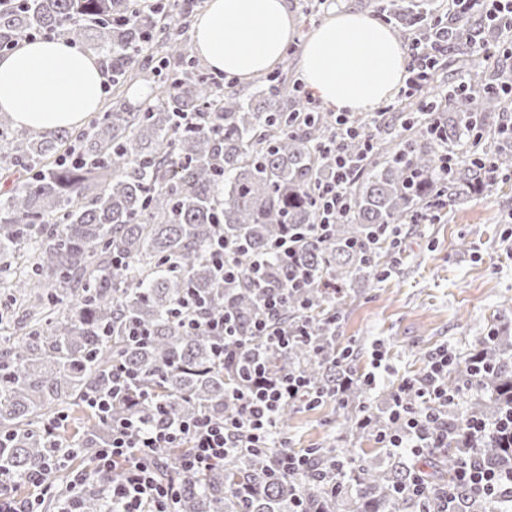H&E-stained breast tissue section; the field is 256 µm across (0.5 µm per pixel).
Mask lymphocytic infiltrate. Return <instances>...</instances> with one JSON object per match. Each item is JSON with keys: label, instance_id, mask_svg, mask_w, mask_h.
Instances as JSON below:
<instances>
[{"label": "lymphocytic infiltrate", "instance_id": "f902f5d3", "mask_svg": "<svg viewBox=\"0 0 512 512\" xmlns=\"http://www.w3.org/2000/svg\"><path fill=\"white\" fill-rule=\"evenodd\" d=\"M443 53L439 41L430 36L415 39L406 65L408 89L422 86L429 69ZM336 123L337 134L324 147L334 161L335 175L332 181L315 187L323 214L319 228L323 231L336 217L350 212L349 185L357 172L355 162L342 145L346 139L356 136L359 129L346 112L338 113ZM456 362L447 349L437 350L428 355L418 375L403 380L390 407L399 429L379 433L378 440L383 447L407 446L417 457L442 447L452 427L447 419L439 416L438 410L454 399L443 378ZM133 385L125 367L117 365L112 369L111 389L90 396L89 406L110 428L107 442L95 450L91 469L73 466V450L50 446L42 466L25 475L27 493L20 497L15 493L13 475L0 464V512H45L49 502L54 503L55 512H82V496L93 488L118 502L120 512H175L180 485L156 478L151 463L153 455L166 448L182 449L178 468L182 473L193 474L209 471L223 462L225 456L240 449L264 447L267 438L278 431V410L301 398L306 387L301 376H270L257 368L246 385L231 393L238 415L220 421L206 414L171 421L164 403L154 399L143 416H113V399L130 400ZM460 420L464 449L453 482L435 491L415 480L405 487L404 493L414 498L436 497L440 512H458L460 504L471 496L482 497L492 512H500L505 504L512 503V474L486 464L477 449L487 434L511 437L512 417L491 422L464 414ZM63 467L68 468L70 479L66 491L62 492L50 482L48 473Z\"/></svg>", "mask_w": 512, "mask_h": 512}]
</instances>
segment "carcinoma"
I'll list each match as a JSON object with an SVG mask.
<instances>
[{
    "instance_id": "cac0c4a2",
    "label": "carcinoma",
    "mask_w": 512,
    "mask_h": 512,
    "mask_svg": "<svg viewBox=\"0 0 512 512\" xmlns=\"http://www.w3.org/2000/svg\"><path fill=\"white\" fill-rule=\"evenodd\" d=\"M164 3L138 0H0V48L32 35L69 37L103 57L112 86L121 87L132 69L149 59L133 56L167 32L161 45L183 64L170 88L133 112L119 100L112 110L83 129L31 135L0 113V170L18 173L0 197V271L26 257L7 288L13 301L45 300L54 288L73 298L67 307H43L10 332L0 317V434L6 464L18 476L43 463V425L62 411L86 410L87 397L106 388L112 367L123 364L137 385L167 402L168 416L187 420L202 413L238 414L226 394L241 378L213 361L216 338L203 326L188 329L173 309L191 290L205 300L206 314L231 318L225 349L241 359L243 372L259 361L266 372L302 374L313 402L342 397L343 420L356 438L389 430L385 414L370 411L350 363L351 347L339 348L342 290L378 274L379 257L389 250L385 237L368 242L380 224H411L428 203L448 208L496 185L512 174V140L491 123L512 102L507 73L492 71L469 108L456 102L461 87L432 93L430 128L387 141L367 132L344 145L362 159L349 186L353 209L336 218L319 238L312 227L322 219L315 186L334 167L321 152L331 137V117L314 112L301 120L285 100V83L262 85L247 97L214 93L208 78L185 63L186 39L167 31ZM389 18L430 33L448 29L446 50L468 55L478 65L496 42L501 24L475 8L462 17L448 10L434 22L427 0H391ZM473 148L476 158L443 168L445 149ZM234 250L238 272L228 279L207 257L217 235ZM295 235L294 259L307 271V285L291 288L288 266L274 249ZM287 295L276 322L296 333L288 346L265 342L243 347L264 294ZM146 329L129 340L127 327ZM478 357L486 364L481 394L469 405L476 416L501 419L512 410V356L508 340L497 336ZM105 428L94 422L74 435L78 453L89 458ZM171 448L157 462L159 475L175 474ZM275 448H250L224 458L212 470L183 477L177 512H405L410 505L399 487L417 471L432 486L448 482L457 444L419 460L415 469L368 461L354 469L344 489L332 481H300L275 469ZM315 467L329 469L340 454L309 448ZM482 458L512 470V447L487 440Z\"/></svg>"
}]
</instances>
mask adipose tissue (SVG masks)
I'll return each mask as SVG.
<instances>
[{
	"mask_svg": "<svg viewBox=\"0 0 512 512\" xmlns=\"http://www.w3.org/2000/svg\"><path fill=\"white\" fill-rule=\"evenodd\" d=\"M296 31L286 0H209L196 18L195 49L213 71L246 83L274 70ZM404 53L390 29L357 12L330 17L305 42L309 90L337 111L368 112L403 80ZM101 59L61 38L29 40L0 58V111L45 132L82 124L103 98Z\"/></svg>",
	"mask_w": 512,
	"mask_h": 512,
	"instance_id": "1",
	"label": "adipose tissue"
}]
</instances>
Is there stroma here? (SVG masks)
<instances>
[{"instance_id": "stroma-1", "label": "stroma", "mask_w": 512, "mask_h": 512, "mask_svg": "<svg viewBox=\"0 0 512 512\" xmlns=\"http://www.w3.org/2000/svg\"><path fill=\"white\" fill-rule=\"evenodd\" d=\"M386 2L288 0L297 20L295 37L267 81H300L303 45L330 16L352 10L376 18ZM151 56L148 74L133 73L119 91L130 109L146 104L133 96L134 88L144 85L158 94L180 68L164 49H152ZM511 212L512 179L451 209L441 221L405 225L399 251L383 258L379 276L348 288L337 341L358 351V373L375 372L366 390L373 411H384L398 383L417 375L435 349L445 347L467 358L481 348L493 321L512 336V223L505 219ZM287 430L294 447L346 448L357 464L390 456L377 439H352L334 400L313 409L296 406Z\"/></svg>"}]
</instances>
